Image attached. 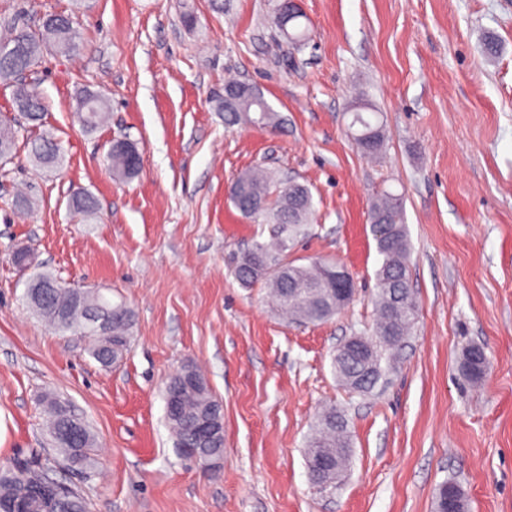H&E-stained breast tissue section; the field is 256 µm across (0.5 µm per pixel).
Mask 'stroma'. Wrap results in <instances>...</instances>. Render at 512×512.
I'll list each match as a JSON object with an SVG mask.
<instances>
[{
    "mask_svg": "<svg viewBox=\"0 0 512 512\" xmlns=\"http://www.w3.org/2000/svg\"><path fill=\"white\" fill-rule=\"evenodd\" d=\"M275 3L0 0V29L64 14L83 43L72 57L45 51L29 73L41 124L0 82V119L31 139L52 134L64 156L46 171L22 148L0 169V468L51 457L41 398L52 392L93 435L91 469L58 474L89 512H435L445 482L468 512H512V0H300L301 46L281 36ZM231 77L263 94L277 126L225 124L215 101ZM85 89L111 108L92 132L75 111ZM358 96L383 119L375 159L350 135ZM123 136L142 156L129 179L109 160ZM258 164L314 198L289 259L335 261L353 278L355 298L326 322L289 321L264 283L234 276L235 256L270 238L229 200ZM386 190L404 196L420 318L363 396L338 382L333 359L375 323L368 207ZM77 192L97 200L94 220L73 209ZM20 248L30 271L14 261ZM41 271L133 310L121 361L102 366L28 307L26 281ZM472 345L488 359L477 383L461 371ZM189 362L224 405L217 471L181 455L166 419L165 384ZM330 405L352 453L322 492L304 448Z\"/></svg>",
    "mask_w": 512,
    "mask_h": 512,
    "instance_id": "obj_1",
    "label": "stroma"
}]
</instances>
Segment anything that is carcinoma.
<instances>
[{
    "label": "carcinoma",
    "instance_id": "cac0c4a2",
    "mask_svg": "<svg viewBox=\"0 0 512 512\" xmlns=\"http://www.w3.org/2000/svg\"><path fill=\"white\" fill-rule=\"evenodd\" d=\"M274 21L280 33L291 43L307 39V29L299 18L280 12L275 5ZM51 46L65 54H75L82 43L73 24L61 20L41 23L38 26H16L5 40H0V80L15 82L13 103L16 111L32 123L42 120L45 101L37 88L23 81L26 72L39 63L43 51ZM263 99L254 87L245 86V94L235 108L224 106L217 100L216 107L224 113L229 124L241 121L259 126L275 125L279 117L273 108L258 111L256 101ZM109 101L101 94L87 90L77 98L76 112L81 124L93 131L104 122ZM353 122L362 127L361 133L370 135V141L358 145L366 154H375L382 144V125L366 119L361 110L353 112ZM18 130L7 120H0V161L8 160L17 149ZM34 162L40 167L58 165L55 149L57 144L48 137L25 143ZM112 170L123 177L137 173L129 163L128 153L115 151L111 155ZM231 200L245 217L262 224L274 226L275 244L257 242L237 260L235 276L241 285L250 287L259 281L271 288L276 307L289 318L305 323H321L331 319L339 311L336 299L326 287V272L335 268L333 262L313 261L308 265L288 259L289 243L304 235L312 223L314 208L308 187L298 183H283L270 172L255 169L239 175L231 187ZM404 200L400 195L384 193L369 207L370 225L389 224L387 235L376 240L378 253L383 257L376 271L375 308L377 322L373 335L366 338L370 346L367 363L353 357L334 360L336 376L353 392L368 393L380 379L382 362H390L389 353L400 347L417 328L419 307L408 280L410 246L406 225L403 222ZM39 316L50 321L57 329L64 330L68 322H80L91 311L113 317L105 325L95 326L94 334L87 338L88 352L97 362L107 366L119 359L127 350L134 313L124 302L114 303L104 295L81 288H59L39 303L29 302ZM487 356L483 348L470 346L465 350L463 370L471 380L484 374ZM183 413L178 420H169L176 435L188 433L202 409L219 404L210 389L185 388ZM50 438L65 427L75 425L79 435L74 443L58 449L62 458L71 466L92 465L93 438L84 421L75 417L69 405L55 399L46 401ZM334 454L339 458L340 469L347 468L349 452L347 425L343 417L331 408L318 415L314 433L308 448L306 462L323 455ZM44 466L17 464L0 469V512H88L87 501L78 491L68 487L60 492L61 483L43 479ZM466 501L462 488L454 483L443 484L436 498V512L445 507L448 491Z\"/></svg>",
    "mask_w": 512,
    "mask_h": 512
}]
</instances>
